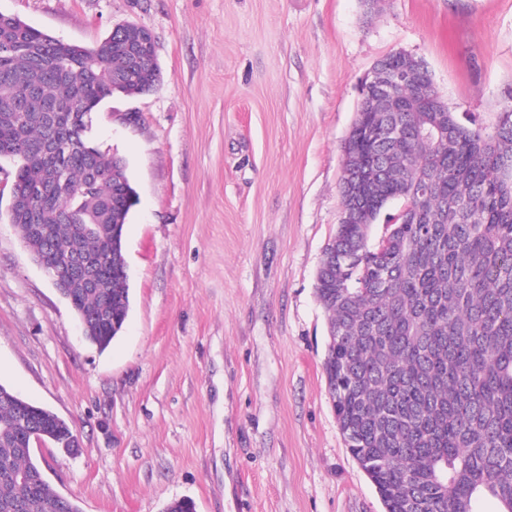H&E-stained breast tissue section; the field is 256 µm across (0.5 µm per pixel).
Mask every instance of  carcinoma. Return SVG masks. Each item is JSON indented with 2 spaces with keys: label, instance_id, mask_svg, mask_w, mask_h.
<instances>
[{
  "label": "carcinoma",
  "instance_id": "carcinoma-1",
  "mask_svg": "<svg viewBox=\"0 0 512 512\" xmlns=\"http://www.w3.org/2000/svg\"><path fill=\"white\" fill-rule=\"evenodd\" d=\"M1 37L15 50L0 54V157L34 199L13 226L36 253L30 225L50 224L70 254L95 260V287L73 286L71 303L104 350L130 308L118 264L135 191L126 177L112 183V157L91 143L87 119L108 95L149 91L160 72L151 46L133 49L120 29L84 47L0 13ZM359 121L367 134L357 149L380 171L356 223L337 225L336 255L316 284L344 441L385 512H476L483 499L512 512V112L491 128L455 112H361ZM390 124L400 136H371ZM56 170L71 187L96 175L98 187L48 199ZM393 201L410 207L408 223L369 244ZM20 413L60 450L74 435L0 383V512H81L46 480Z\"/></svg>",
  "mask_w": 512,
  "mask_h": 512
}]
</instances>
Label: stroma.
I'll return each instance as SVG.
<instances>
[{
    "instance_id": "35a3bbf8",
    "label": "stroma",
    "mask_w": 512,
    "mask_h": 512,
    "mask_svg": "<svg viewBox=\"0 0 512 512\" xmlns=\"http://www.w3.org/2000/svg\"><path fill=\"white\" fill-rule=\"evenodd\" d=\"M95 46L138 24L160 78L105 97L91 140L138 195L130 311L106 350L36 264L0 197V383L65 419L45 475L81 512H384L322 369L316 273L340 219L358 82L395 51L456 113L512 109V0H0Z\"/></svg>"
}]
</instances>
